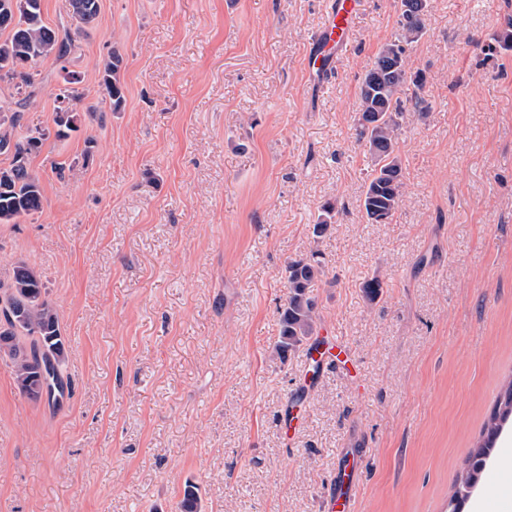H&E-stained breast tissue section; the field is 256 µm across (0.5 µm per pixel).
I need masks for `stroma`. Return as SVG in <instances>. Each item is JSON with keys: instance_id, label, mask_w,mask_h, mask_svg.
<instances>
[{"instance_id": "stroma-1", "label": "stroma", "mask_w": 512, "mask_h": 512, "mask_svg": "<svg viewBox=\"0 0 512 512\" xmlns=\"http://www.w3.org/2000/svg\"><path fill=\"white\" fill-rule=\"evenodd\" d=\"M327 3L99 0L65 139L63 71L40 65L22 123L49 133L30 158L42 211L0 224V279L20 261L42 274L71 394L32 402L0 360V512H181L190 482L201 512H321L338 482L355 512H444L512 379V52L496 43L512 0H428L389 224L360 207L357 117L398 2L362 0L317 76ZM114 48L118 112L97 86ZM314 252L317 334L347 347V373L273 353L285 267Z\"/></svg>"}]
</instances>
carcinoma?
<instances>
[{
  "instance_id": "obj_1",
  "label": "carcinoma",
  "mask_w": 512,
  "mask_h": 512,
  "mask_svg": "<svg viewBox=\"0 0 512 512\" xmlns=\"http://www.w3.org/2000/svg\"><path fill=\"white\" fill-rule=\"evenodd\" d=\"M13 0H0V81L14 85L16 93L34 89L40 83L39 64L52 57L65 73L56 99L72 103L70 112H56L55 136L66 138L80 129L83 115L78 110L85 89L78 74L68 70V58L79 31L95 23L98 0H70L74 28L53 27L43 20L41 0H18L9 21L1 18ZM428 0H400L398 30L394 39L382 45L366 71L360 85L359 142L372 162L371 173L364 186L361 206L372 224H388L393 220L404 194V168L399 153V135L405 118V104L400 88L408 83L423 87L421 72L408 68L407 47L425 34L424 15ZM122 56L113 49L99 68V91L102 101L112 111L122 109L125 99L120 78ZM22 115L11 103H0V154H12L9 167L0 169V224H18L42 210V187L39 175L29 167V156L39 152L47 139L41 128H22ZM336 205H321L314 233L320 234L333 223ZM288 296L280 311L279 340L275 351L283 355L307 345L317 329V302L312 287L324 274L317 254L293 260L286 270ZM0 356L11 362V370L19 391L29 400H42L53 406L62 404L69 395V382L64 379L66 350L61 336L56 308L47 297L42 275L24 262L16 263L8 282H0ZM512 407V381L500 395L495 410L482 431V441L467 459L468 478L457 479L449 497V512L454 502L467 499L468 482L477 480L484 469L500 433L506 411Z\"/></svg>"
}]
</instances>
